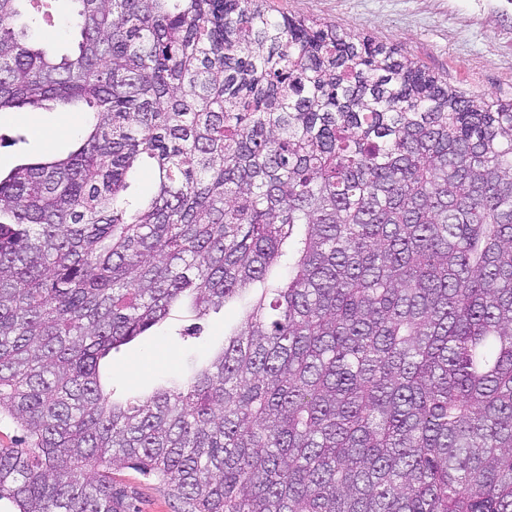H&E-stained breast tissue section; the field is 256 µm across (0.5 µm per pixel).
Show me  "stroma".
Listing matches in <instances>:
<instances>
[{
  "label": "stroma",
  "mask_w": 512,
  "mask_h": 512,
  "mask_svg": "<svg viewBox=\"0 0 512 512\" xmlns=\"http://www.w3.org/2000/svg\"><path fill=\"white\" fill-rule=\"evenodd\" d=\"M276 10L320 18L358 34L401 46L426 67L462 83L483 97L512 95V47L501 40L512 14L497 23L472 18L473 0H273ZM51 25L36 39L56 55L75 47L70 0H52ZM83 139L82 115L70 107H28L0 112V172L49 156L66 157ZM242 318L231 301L195 320L187 309L173 311L145 336L122 346L104 361L107 387L119 399L151 395L168 377L188 375L203 365ZM117 483L133 492L139 512H177L176 499L138 470L116 468Z\"/></svg>",
  "instance_id": "1"
}]
</instances>
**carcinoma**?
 Here are the masks:
<instances>
[{
    "label": "carcinoma",
    "mask_w": 512,
    "mask_h": 512,
    "mask_svg": "<svg viewBox=\"0 0 512 512\" xmlns=\"http://www.w3.org/2000/svg\"><path fill=\"white\" fill-rule=\"evenodd\" d=\"M0 0V111L71 105L0 177V500L131 512H512V101L268 0H71L60 59ZM151 164L138 198L133 174ZM191 379L101 363L273 268ZM113 473L117 483L133 492L140 512H177L176 499L160 489L153 479L127 466L116 468Z\"/></svg>",
    "instance_id": "1"
}]
</instances>
